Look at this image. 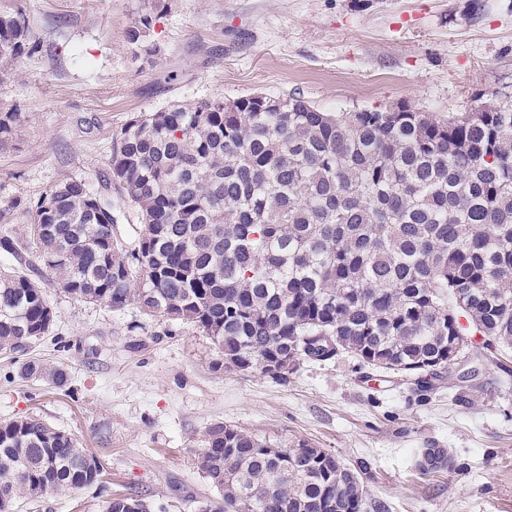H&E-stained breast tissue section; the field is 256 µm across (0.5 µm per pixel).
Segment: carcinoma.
I'll list each match as a JSON object with an SVG mask.
<instances>
[{"label":"carcinoma","mask_w":512,"mask_h":512,"mask_svg":"<svg viewBox=\"0 0 512 512\" xmlns=\"http://www.w3.org/2000/svg\"><path fill=\"white\" fill-rule=\"evenodd\" d=\"M143 16L127 30L137 47ZM40 47L21 13L0 15V80ZM256 95L172 105L129 118L113 137L101 190L64 180L29 208L30 247L73 298L138 305L193 326L216 365L266 372L282 357L335 356L392 374L449 371L462 336L512 348V92L478 112H324L301 97L260 108ZM22 113L0 109V142ZM134 208L137 247L114 233L112 192ZM463 318L466 323L458 322ZM54 309L31 275L0 269V350L24 354ZM20 376L57 387L40 360ZM273 444L218 422L198 468L217 498L204 512H363L361 463L300 440ZM446 448L421 450L423 475L458 470ZM100 461L37 415L0 421V512L100 483ZM106 512H151L129 489Z\"/></svg>","instance_id":"cac0c4a2"}]
</instances>
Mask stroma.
<instances>
[{
    "label": "stroma",
    "instance_id": "1",
    "mask_svg": "<svg viewBox=\"0 0 512 512\" xmlns=\"http://www.w3.org/2000/svg\"><path fill=\"white\" fill-rule=\"evenodd\" d=\"M0 0L40 50L0 80V107L23 115L0 146V237L55 309L29 355L68 373L24 379L0 352V420L31 414L71 434L104 466L102 483L16 512H105L133 487L152 512H199L214 492L197 467L221 422L286 448L306 440L348 466L366 462L365 512H512V350L468 351L417 395L403 377L371 379L349 357L304 362L278 383L216 369L191 325L136 306L115 311L66 293L26 244L28 205L57 183L98 190L112 138L138 113L266 93L325 112L410 106L447 119L512 86V0ZM147 51L126 31L144 14ZM465 462L424 476L429 444Z\"/></svg>",
    "mask_w": 512,
    "mask_h": 512
}]
</instances>
